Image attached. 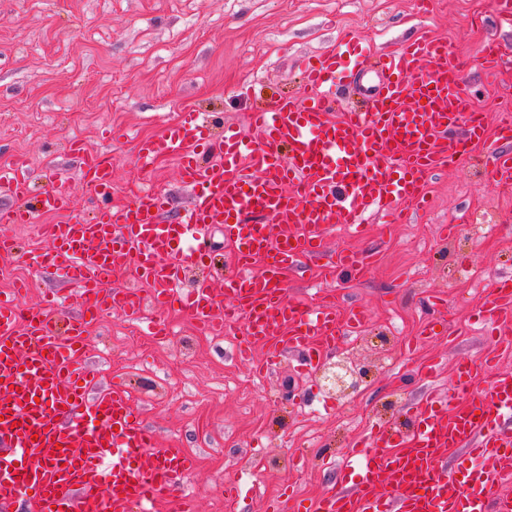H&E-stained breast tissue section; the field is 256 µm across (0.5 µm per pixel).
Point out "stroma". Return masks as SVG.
<instances>
[{
    "instance_id": "35a3bbf8",
    "label": "stroma",
    "mask_w": 512,
    "mask_h": 512,
    "mask_svg": "<svg viewBox=\"0 0 512 512\" xmlns=\"http://www.w3.org/2000/svg\"><path fill=\"white\" fill-rule=\"evenodd\" d=\"M472 2L0 0V166L21 159L34 171L64 169L76 212L91 214L96 203L67 153L80 138L111 152L117 192L158 187L185 206L175 161L141 171L136 142L157 136L186 106L247 128L254 108L301 95L306 59L347 31L370 51L397 48L422 29L446 40L467 62L463 85L495 127L512 81L488 78L477 57L492 36L512 60V25L472 23ZM114 127L124 133L116 142L107 138ZM489 163L480 145L431 175V206L414 221H373L361 236L329 229L326 255L375 254L366 278L320 281L310 260L287 273L289 300L366 308L362 334L336 345L366 372L356 390H326L320 374L306 372L302 351L255 376L235 356L236 330L214 336L175 311L165 314L170 333L152 335L162 314L150 302L141 319L115 311L90 326L87 363L101 382L124 383L161 442L193 456L184 490L197 512H297L341 485L323 453L343 456L377 425L405 426L428 386L447 387L457 360L493 353L512 369V349L491 351L470 322L487 285L467 270L512 276V185L491 182ZM441 224L457 225V235L440 238ZM24 280L25 306L55 291L67 298L59 322L80 314L67 285L0 259V290Z\"/></svg>"
}]
</instances>
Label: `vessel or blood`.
I'll use <instances>...</instances> for the list:
<instances>
[{
    "label": "vessel or blood",
    "mask_w": 512,
    "mask_h": 512,
    "mask_svg": "<svg viewBox=\"0 0 512 512\" xmlns=\"http://www.w3.org/2000/svg\"><path fill=\"white\" fill-rule=\"evenodd\" d=\"M347 65L365 100L362 111L336 115V71ZM463 64L445 41L418 34L398 53L362 58L355 36L318 54L304 71L308 89L250 113V132L228 125L213 137L201 112L186 107L156 139L141 141L136 161L149 170L162 154L176 156L189 194L181 213L171 196L144 188L114 205L112 155L78 140L68 143L80 179L103 208L73 213L68 180L24 162L0 168V191L13 200L1 224H30L36 214H62L49 225V248L20 251L0 235V253L61 277L83 301V312L57 327L54 301L23 307V289L0 294V502L30 497L35 512H152L158 499L175 512H196L179 488L193 468L182 449L159 447L143 416L120 387L97 388L85 363L87 326L118 310L138 317L147 284L156 306L190 313L204 329L240 327L248 344L269 357L287 350H329L367 320L363 309L338 318L328 303L305 306L286 298L287 267L323 253L332 224L362 229L368 218L427 202L425 177L452 164L466 145L489 133L462 90ZM491 181H512V152L492 150ZM234 244L236 266L223 293L207 281L181 287L187 266L211 253L213 225ZM133 266L139 286H114L117 257ZM366 256L338 255L324 267L363 276ZM478 320L512 334V280H499ZM488 385H479L480 377ZM512 371L491 361H458L448 391L428 389L408 411L409 430L385 427L351 448L344 471L350 488L322 496L309 512H512V497L492 488L512 474ZM465 449L461 477L448 473L449 449Z\"/></svg>",
    "instance_id": "vessel-or-blood-1"
}]
</instances>
